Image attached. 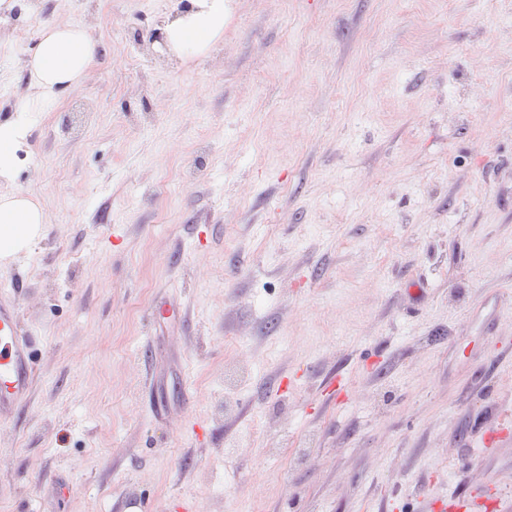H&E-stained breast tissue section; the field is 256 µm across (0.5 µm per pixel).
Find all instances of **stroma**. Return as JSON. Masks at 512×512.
Here are the masks:
<instances>
[{"instance_id":"stroma-1","label":"stroma","mask_w":512,"mask_h":512,"mask_svg":"<svg viewBox=\"0 0 512 512\" xmlns=\"http://www.w3.org/2000/svg\"><path fill=\"white\" fill-rule=\"evenodd\" d=\"M174 2L0 20V122L46 24L100 42L18 152L0 512H512V0H230L179 68ZM33 348L20 336L15 301L0 299V420L13 417L31 383Z\"/></svg>"}]
</instances>
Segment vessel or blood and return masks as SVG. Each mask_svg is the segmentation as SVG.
<instances>
[{"instance_id": "obj_1", "label": "vessel or blood", "mask_w": 512, "mask_h": 512, "mask_svg": "<svg viewBox=\"0 0 512 512\" xmlns=\"http://www.w3.org/2000/svg\"><path fill=\"white\" fill-rule=\"evenodd\" d=\"M33 348L19 333L15 301L0 299V420L13 417L31 383Z\"/></svg>"}]
</instances>
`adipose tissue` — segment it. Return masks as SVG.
<instances>
[{
	"label": "adipose tissue",
	"instance_id": "ef3b65f1",
	"mask_svg": "<svg viewBox=\"0 0 512 512\" xmlns=\"http://www.w3.org/2000/svg\"><path fill=\"white\" fill-rule=\"evenodd\" d=\"M186 12L168 14L164 32L169 54L182 60L204 56L224 34L228 0H190ZM99 43L91 27L72 23L44 27L26 63L29 95L13 106L15 116L0 124V182H11L17 152L29 128L30 104L51 102L59 89L79 84L92 68ZM45 221L39 201L12 190L0 191V260L26 246Z\"/></svg>",
	"mask_w": 512,
	"mask_h": 512
}]
</instances>
